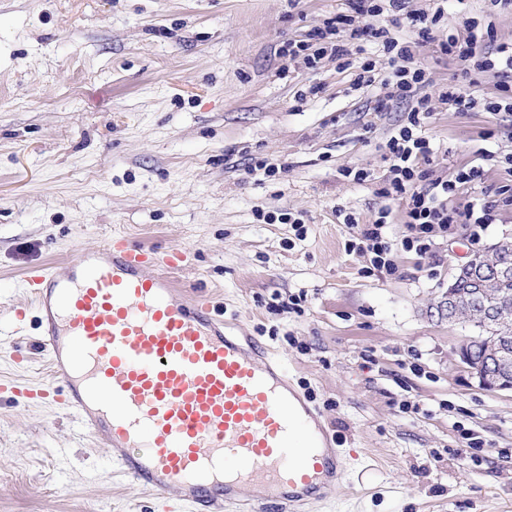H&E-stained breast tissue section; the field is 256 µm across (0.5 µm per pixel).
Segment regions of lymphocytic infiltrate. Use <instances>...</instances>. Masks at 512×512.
Returning a JSON list of instances; mask_svg holds the SVG:
<instances>
[{
    "label": "lymphocytic infiltrate",
    "instance_id": "obj_1",
    "mask_svg": "<svg viewBox=\"0 0 512 512\" xmlns=\"http://www.w3.org/2000/svg\"><path fill=\"white\" fill-rule=\"evenodd\" d=\"M408 0H348L346 12L326 19L322 28L312 33L311 41L290 42L282 46L281 56L295 58L305 56L309 66H317L325 53L337 59L349 60L355 41L367 40L380 46L387 56L391 72L387 81L389 96L411 101L407 121L386 142L390 161L388 186L383 193L393 201L405 204V218L409 233L399 247L417 255L426 254L436 231H448L458 224L483 226L495 223L499 204L512 205V185L499 186L493 201L469 204L458 209L448 204L449 196L458 186L481 183L484 165L494 162L490 152H481L477 165L458 169L454 181L442 179L425 181L421 170L423 163L432 155L429 140L421 129L432 115L433 108L422 89L426 83V71L418 58L421 46L437 43L442 55L460 64L466 78L474 79L484 73L493 74L498 80L499 94L493 98L478 99L463 95L454 85L444 86L442 101L448 102L459 112H487L498 114L512 111V44L497 40L496 26L489 18H471L467 36L449 34L447 40L437 41L436 33L445 18L444 8L433 12H417L407 8ZM399 12L409 29L410 36L402 40L396 37L389 25L383 24L382 16ZM335 36L330 48H312V41ZM392 208H384L372 228L361 232L357 247L370 254L373 269L394 273V249L391 240L384 235L392 220Z\"/></svg>",
    "mask_w": 512,
    "mask_h": 512
}]
</instances>
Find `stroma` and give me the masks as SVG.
Listing matches in <instances>:
<instances>
[{
  "instance_id": "obj_1",
  "label": "stroma",
  "mask_w": 512,
  "mask_h": 512,
  "mask_svg": "<svg viewBox=\"0 0 512 512\" xmlns=\"http://www.w3.org/2000/svg\"><path fill=\"white\" fill-rule=\"evenodd\" d=\"M346 10L0 0V381L12 386L0 393V512H164L75 414L27 396L46 375L24 272L67 268L114 231L188 254L177 283L208 293L310 397L346 469L304 512H512V393L461 369L453 348L473 329L436 309L455 266L512 237V206L484 230L436 234L425 255L395 250L394 274H367L351 242L390 204L386 142L409 105L387 99L390 68L371 43L349 67L279 54ZM367 58L379 81L355 86ZM420 59L434 107L428 177L454 179L484 150L512 154V112L455 111L438 94L460 65L433 43ZM260 160L276 174L254 170ZM291 298L298 311H276Z\"/></svg>"
}]
</instances>
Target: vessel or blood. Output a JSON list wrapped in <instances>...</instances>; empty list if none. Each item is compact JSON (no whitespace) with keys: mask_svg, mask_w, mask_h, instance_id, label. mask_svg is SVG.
<instances>
[{"mask_svg":"<svg viewBox=\"0 0 512 512\" xmlns=\"http://www.w3.org/2000/svg\"><path fill=\"white\" fill-rule=\"evenodd\" d=\"M181 258L111 234L24 278L51 390L140 487L190 512H297L343 476L319 411L269 350L177 288Z\"/></svg>","mask_w":512,"mask_h":512,"instance_id":"b4317fda","label":"vessel or blood"}]
</instances>
